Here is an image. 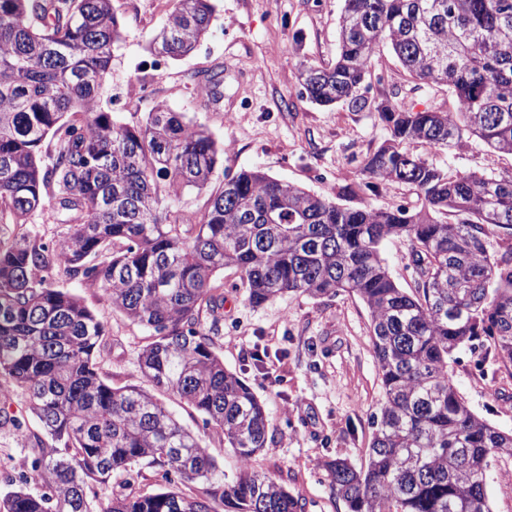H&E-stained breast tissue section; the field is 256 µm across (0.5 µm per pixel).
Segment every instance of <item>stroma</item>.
I'll return each instance as SVG.
<instances>
[{
  "instance_id": "stroma-1",
  "label": "stroma",
  "mask_w": 512,
  "mask_h": 512,
  "mask_svg": "<svg viewBox=\"0 0 512 512\" xmlns=\"http://www.w3.org/2000/svg\"><path fill=\"white\" fill-rule=\"evenodd\" d=\"M113 5L124 28L104 91L115 119L138 121L163 102L223 142L221 172L259 167L342 205L364 202L357 191L362 163L386 139L385 128L373 112L312 104L300 96L297 80L302 59L334 62L342 0H215V19L201 46L187 58L162 63L148 44L171 0ZM215 68L224 72L216 102L200 98L190 80ZM414 150L452 175L512 168L511 156L477 139L448 151L421 144ZM217 280L224 286V310L214 350L265 404L273 436L252 467L299 497L305 512H346L332 496L322 464L340 457L364 465L373 439L372 417L383 392L365 304L348 293L332 299L288 294L256 307L233 270ZM59 284L106 325L110 342L99 358L101 370L114 384L146 386L138 369L146 331L112 311L96 290L65 277ZM449 370L475 414L512 432V364L495 358L491 342L457 351ZM166 403L183 424L201 432L225 473L235 476L238 465L221 436L204 428L179 397Z\"/></svg>"
}]
</instances>
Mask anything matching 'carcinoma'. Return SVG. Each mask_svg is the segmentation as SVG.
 Segmentation results:
<instances>
[{"mask_svg":"<svg viewBox=\"0 0 512 512\" xmlns=\"http://www.w3.org/2000/svg\"><path fill=\"white\" fill-rule=\"evenodd\" d=\"M172 2L151 45L178 60L207 34L214 4ZM338 36L334 63L300 62L301 95L377 113L388 138L364 160L363 186H408L411 209L345 207L259 169L218 180L224 144L205 126L163 103L132 124L101 107L123 39L112 0H0V376L27 391L42 431L29 471L4 477L0 512H303L251 468L267 415L213 350L226 268L254 306L352 293L369 311L383 389L373 441L360 468L323 462L347 512H491L486 471L512 456V433L471 411L448 363L483 337L512 363V168L450 176L411 146L476 137L512 156V0H344ZM383 46L413 89L448 87L454 109L360 97ZM192 81L215 98L223 72ZM217 180L197 215L177 205ZM47 205L65 226L58 240L16 232ZM391 239L410 243L412 292L382 257ZM61 275L147 330L138 368L154 392L101 373L106 326ZM166 394L222 436L236 476ZM142 464L164 489H133ZM114 475L120 491L95 502L93 484Z\"/></svg>","mask_w":512,"mask_h":512,"instance_id":"carcinoma-1","label":"carcinoma"}]
</instances>
